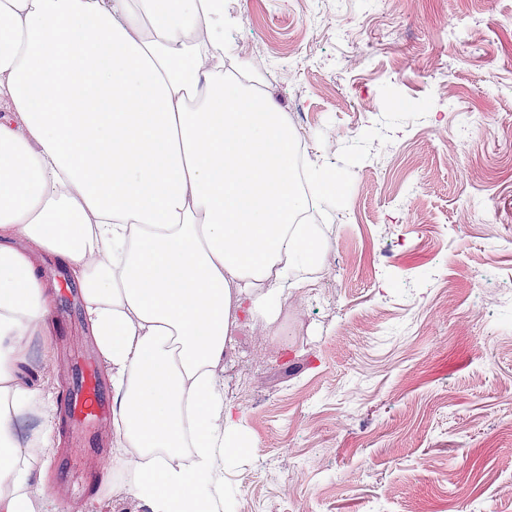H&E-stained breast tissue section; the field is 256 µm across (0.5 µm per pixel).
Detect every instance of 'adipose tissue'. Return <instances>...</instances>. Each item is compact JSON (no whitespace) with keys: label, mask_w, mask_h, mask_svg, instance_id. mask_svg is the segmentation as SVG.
I'll return each instance as SVG.
<instances>
[{"label":"adipose tissue","mask_w":512,"mask_h":512,"mask_svg":"<svg viewBox=\"0 0 512 512\" xmlns=\"http://www.w3.org/2000/svg\"><path fill=\"white\" fill-rule=\"evenodd\" d=\"M223 24L224 0H0V512H61L32 492L55 405L18 377L55 323L42 253L83 290L113 466L151 512H218L220 460L247 445L224 353L321 265L296 218L340 195L322 165L295 189L297 135L225 76Z\"/></svg>","instance_id":"ef3b65f1"}]
</instances>
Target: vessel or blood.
Segmentation results:
<instances>
[{"label": "vessel or blood", "instance_id": "vessel-or-blood-1", "mask_svg": "<svg viewBox=\"0 0 512 512\" xmlns=\"http://www.w3.org/2000/svg\"><path fill=\"white\" fill-rule=\"evenodd\" d=\"M68 366L73 384L63 400V412L77 436L78 447L87 448L92 444V431L95 426L110 421L112 412L92 357L84 354L73 355Z\"/></svg>", "mask_w": 512, "mask_h": 512}]
</instances>
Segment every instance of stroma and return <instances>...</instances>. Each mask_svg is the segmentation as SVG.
I'll return each mask as SVG.
<instances>
[{
	"label": "stroma",
	"mask_w": 512,
	"mask_h": 512,
	"mask_svg": "<svg viewBox=\"0 0 512 512\" xmlns=\"http://www.w3.org/2000/svg\"><path fill=\"white\" fill-rule=\"evenodd\" d=\"M223 37L237 65L266 52L260 94L344 194L318 209L325 273L224 357L254 442L224 461L226 512H512V0H224ZM52 341L21 376L57 401L96 348L83 307ZM73 482L66 512H149L111 467Z\"/></svg>",
	"instance_id": "1"
}]
</instances>
